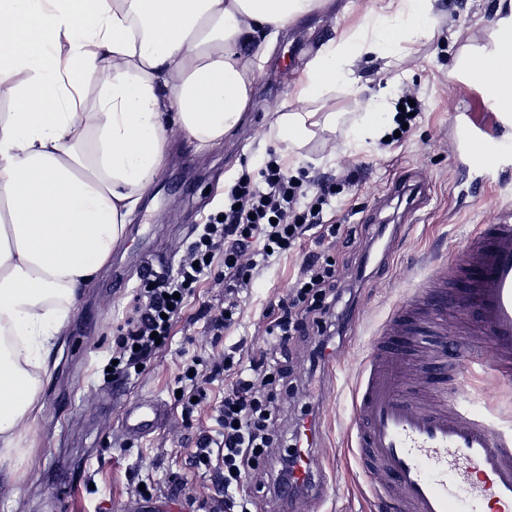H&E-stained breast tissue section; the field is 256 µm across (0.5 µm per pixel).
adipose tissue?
I'll return each mask as SVG.
<instances>
[{
  "label": "adipose tissue",
  "mask_w": 512,
  "mask_h": 512,
  "mask_svg": "<svg viewBox=\"0 0 512 512\" xmlns=\"http://www.w3.org/2000/svg\"><path fill=\"white\" fill-rule=\"evenodd\" d=\"M324 0H0V452L18 447L57 328L162 173L169 130L201 150L235 128L261 54ZM431 0H386L328 40L297 91L354 84L352 60L426 37ZM95 85V111L81 92Z\"/></svg>",
  "instance_id": "ef3b65f1"
}]
</instances>
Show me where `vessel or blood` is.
I'll use <instances>...</instances> for the list:
<instances>
[{
  "label": "vessel or blood",
  "instance_id": "vessel-or-blood-1",
  "mask_svg": "<svg viewBox=\"0 0 512 512\" xmlns=\"http://www.w3.org/2000/svg\"><path fill=\"white\" fill-rule=\"evenodd\" d=\"M457 80L486 99L498 124L512 125V55L495 64L473 56ZM459 129L472 164L490 172L512 168V148L480 123ZM430 292L426 322L409 307L394 310L369 351L354 393L358 462L375 499L399 492V512H512V427L470 408L456 366H438L440 386L424 399L405 391L412 350L452 309L470 318L468 335L492 339L489 351L467 348V362L512 384V208L467 238L455 267L438 265ZM166 414L162 401H133L119 427L127 437L143 438Z\"/></svg>",
  "mask_w": 512,
  "mask_h": 512
}]
</instances>
